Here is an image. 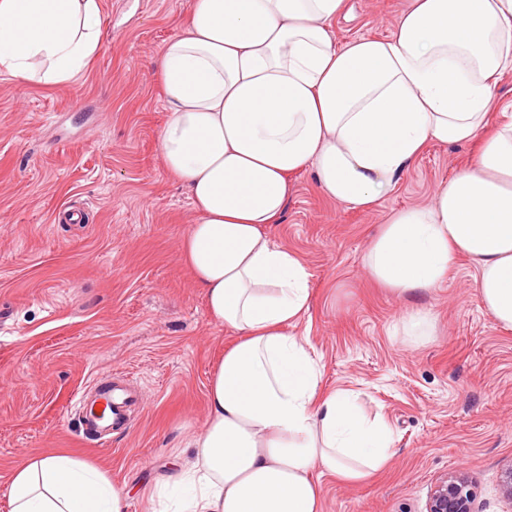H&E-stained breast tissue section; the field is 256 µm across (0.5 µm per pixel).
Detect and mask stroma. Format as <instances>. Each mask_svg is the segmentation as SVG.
Listing matches in <instances>:
<instances>
[{"label": "stroma", "instance_id": "35a3bbf8", "mask_svg": "<svg viewBox=\"0 0 512 512\" xmlns=\"http://www.w3.org/2000/svg\"><path fill=\"white\" fill-rule=\"evenodd\" d=\"M101 2L103 46L85 74L46 86L0 73V512H10L15 465L57 451L127 486V512H157L144 487L187 456L207 418L210 370L237 340L210 319L182 259L196 212L159 145L168 110L157 60L192 0ZM405 2L345 0L336 44L391 36ZM477 154L474 143H428L367 211L326 198L301 171L272 227L309 273L294 332L321 366V391H354L395 437L369 478L320 476L322 512H423L434 483L457 471L472 477L478 512H512L501 488L512 465V329L485 311L464 257L420 298L438 321L420 341L398 332L408 301L363 269L380 224L430 204ZM106 376L141 404L102 446L80 430L75 401Z\"/></svg>", "mask_w": 512, "mask_h": 512}]
</instances>
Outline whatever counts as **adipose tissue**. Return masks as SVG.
<instances>
[{
	"label": "adipose tissue",
	"instance_id": "ef3b65f1",
	"mask_svg": "<svg viewBox=\"0 0 512 512\" xmlns=\"http://www.w3.org/2000/svg\"><path fill=\"white\" fill-rule=\"evenodd\" d=\"M344 0H193L158 76L170 109L168 172L197 219L181 254L210 318L238 333L212 368L191 459L152 478L162 512H322L316 472L353 482L393 453L389 426L352 394L319 390L321 369L291 334L308 272L268 231L313 169L318 189L370 209L426 143L480 140L476 160L425 207L393 213L364 256L402 299L426 293L456 256L481 301L512 329V118L490 127L491 86L512 67V0H409L391 37L335 46ZM101 0H0V73L64 85L103 43ZM130 491L66 453L10 474L11 512H127Z\"/></svg>",
	"mask_w": 512,
	"mask_h": 512
}]
</instances>
